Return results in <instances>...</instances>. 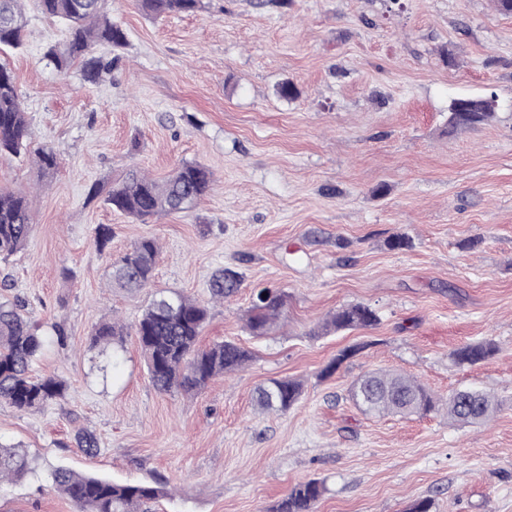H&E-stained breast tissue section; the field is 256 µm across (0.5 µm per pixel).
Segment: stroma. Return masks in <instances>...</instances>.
I'll use <instances>...</instances> for the list:
<instances>
[{"mask_svg": "<svg viewBox=\"0 0 512 512\" xmlns=\"http://www.w3.org/2000/svg\"><path fill=\"white\" fill-rule=\"evenodd\" d=\"M204 2L153 20L138 0H105L127 43L95 84L79 64L47 59L65 28L35 0H24L22 47L0 54L31 125L28 152L0 157V190L26 196L33 224L0 259V300L67 333L34 365L65 383V398L29 413L0 405V444L31 468L0 483V512H75L47 481L58 466L167 483L151 512H265L311 478L327 487L317 512H409L419 500L431 512H512V16L495 0ZM285 81L299 97H280ZM490 94L492 120L447 132L453 99ZM44 146L60 156L48 173L36 163ZM185 161L213 174L191 211L143 224L88 197L129 168L160 180ZM101 224L112 229L102 252ZM145 235L161 246L154 288H113V260ZM397 237L404 248H391ZM221 268L243 283L211 303L201 342L250 350L243 371L197 395L162 394L134 337L91 349L92 323H134L155 289L209 301ZM263 287L288 306L256 338L245 314ZM358 303L376 326L319 335L328 313ZM487 338L491 357L453 361ZM376 370L412 375L442 400L482 389L500 407L471 425L442 410L368 415L348 390ZM281 377L302 382L299 402L257 411L256 388ZM86 431L96 456L75 446Z\"/></svg>", "mask_w": 512, "mask_h": 512, "instance_id": "35a3bbf8", "label": "stroma"}]
</instances>
